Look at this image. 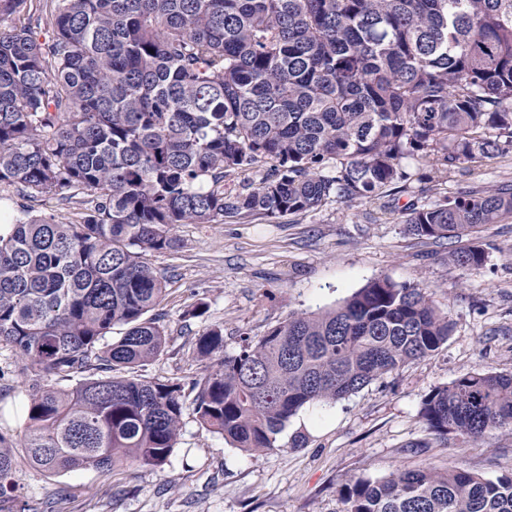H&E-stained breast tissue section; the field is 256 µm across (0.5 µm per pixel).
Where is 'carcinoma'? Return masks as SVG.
<instances>
[{
	"label": "carcinoma",
	"mask_w": 512,
	"mask_h": 512,
	"mask_svg": "<svg viewBox=\"0 0 512 512\" xmlns=\"http://www.w3.org/2000/svg\"><path fill=\"white\" fill-rule=\"evenodd\" d=\"M509 147L512 0H0V186L83 208L77 224L24 208L0 233V349L28 379L23 430L0 426V502L20 453L48 474L168 463L184 386L139 370L167 344L168 277L148 255L175 250L179 225L370 199ZM430 158V174L406 166ZM505 213L498 190L414 206L406 224L440 240ZM451 330L424 289L377 278L241 337L192 382L194 411L237 448L271 449L305 405ZM223 351L219 325L196 339L202 362ZM420 415L438 436L512 430V376L475 369ZM341 496L344 512H512V473L423 468Z\"/></svg>",
	"instance_id": "carcinoma-1"
}]
</instances>
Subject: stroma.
Returning <instances> with one entry per match:
<instances>
[{
  "label": "stroma",
  "mask_w": 512,
  "mask_h": 512,
  "mask_svg": "<svg viewBox=\"0 0 512 512\" xmlns=\"http://www.w3.org/2000/svg\"><path fill=\"white\" fill-rule=\"evenodd\" d=\"M512 188V148L465 162L432 182L375 200L333 201L318 209L269 219L183 224L177 250L149 258L170 277L158 311L167 346L143 375L183 383L204 370L193 353L211 325L224 328V351L240 334L264 336L290 313L336 306L374 278L425 289L452 331L430 356L405 363L330 405L303 408L276 448L248 453L201 426L185 395L182 428L168 463L103 473L51 476L19 462L16 479L26 512H342L341 490L359 477L380 479L434 468L488 479L512 472V431L478 443L430 435L419 415L433 388L475 370L512 375V215L469 235L433 240L410 233L403 213L468 191ZM480 247L485 260L467 268L450 250ZM206 315L187 318L198 302ZM27 383L13 361L0 360V421L22 429Z\"/></svg>",
  "instance_id": "stroma-1"
}]
</instances>
